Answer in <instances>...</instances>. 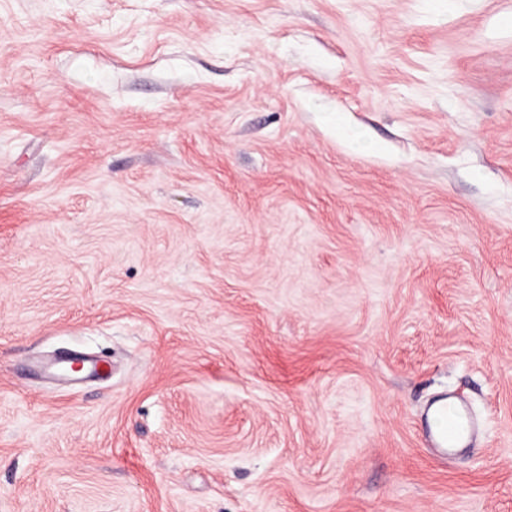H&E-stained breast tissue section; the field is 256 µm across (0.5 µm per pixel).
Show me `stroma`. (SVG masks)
Returning <instances> with one entry per match:
<instances>
[{
	"label": "stroma",
	"instance_id": "stroma-1",
	"mask_svg": "<svg viewBox=\"0 0 512 512\" xmlns=\"http://www.w3.org/2000/svg\"><path fill=\"white\" fill-rule=\"evenodd\" d=\"M0 512H512V0H0ZM76 357L80 358L84 362L85 367L82 372L74 373V372L67 371V370L63 369L60 366V364L55 363V362L44 364L42 366V369L44 372L48 373L49 375L65 376L69 381H71L73 383H76V382H79L80 380H82L84 378L83 374L86 372H88L89 374H97L98 373L99 365L96 361L89 359L87 357H84V356H76ZM426 438L439 453L448 455L478 435L482 421L464 402L448 394L435 400L427 410Z\"/></svg>",
	"mask_w": 512,
	"mask_h": 512
}]
</instances>
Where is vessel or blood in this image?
Masks as SVG:
<instances>
[{
  "label": "vessel or blood",
  "instance_id": "1",
  "mask_svg": "<svg viewBox=\"0 0 512 512\" xmlns=\"http://www.w3.org/2000/svg\"><path fill=\"white\" fill-rule=\"evenodd\" d=\"M426 420L429 445L444 455L465 447L482 429V421L472 409L464 401L448 395L430 405Z\"/></svg>",
  "mask_w": 512,
  "mask_h": 512
}]
</instances>
